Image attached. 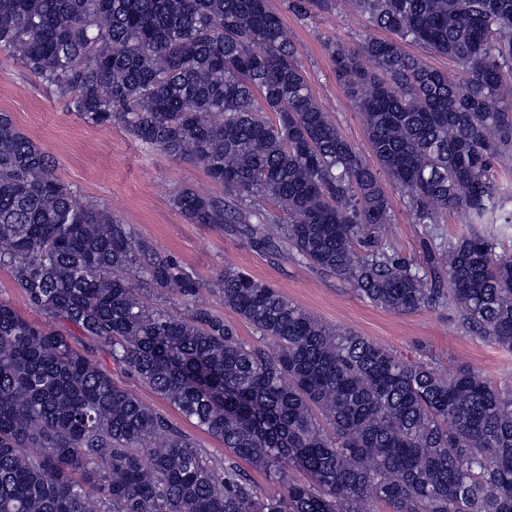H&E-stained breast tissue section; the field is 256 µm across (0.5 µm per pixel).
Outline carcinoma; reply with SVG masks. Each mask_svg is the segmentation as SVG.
<instances>
[{
	"instance_id": "obj_1",
	"label": "carcinoma",
	"mask_w": 512,
	"mask_h": 512,
	"mask_svg": "<svg viewBox=\"0 0 512 512\" xmlns=\"http://www.w3.org/2000/svg\"><path fill=\"white\" fill-rule=\"evenodd\" d=\"M354 5L394 35L325 43L376 167L318 104L270 0H0V51L85 123L119 122L162 156L202 161L225 197L176 191L188 223L231 224L255 251L385 310L449 302L468 331L512 350V256L497 252L512 210L496 169L512 157V0ZM390 186L411 223L454 210L469 230L440 238L423 269L386 251ZM1 266L41 321L0 300V512H370L371 500L512 512V392L403 359L226 265L213 290L255 331L243 340L181 261L79 203L8 112ZM142 280L188 313L147 304ZM106 359L219 439L224 467ZM244 463L281 491L258 495ZM292 469L307 480L286 479ZM404 48L408 54L421 58L431 68L443 71L455 70L454 63L446 56L425 52L422 48L413 44H407Z\"/></svg>"
}]
</instances>
